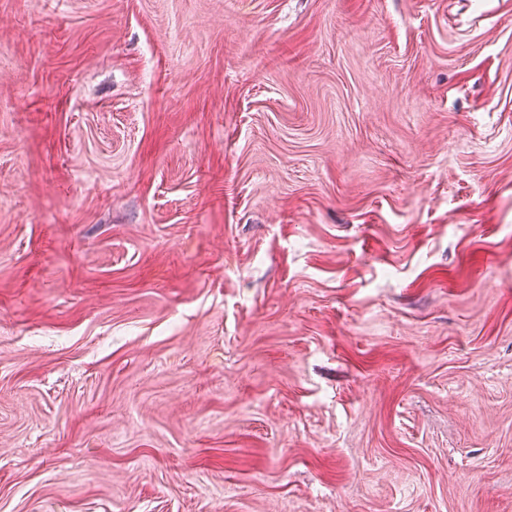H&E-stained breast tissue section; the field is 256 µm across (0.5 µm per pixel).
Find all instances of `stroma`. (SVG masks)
I'll use <instances>...</instances> for the list:
<instances>
[{"label":"stroma","instance_id":"1","mask_svg":"<svg viewBox=\"0 0 512 512\" xmlns=\"http://www.w3.org/2000/svg\"><path fill=\"white\" fill-rule=\"evenodd\" d=\"M0 512H512V0H0Z\"/></svg>","mask_w":512,"mask_h":512}]
</instances>
